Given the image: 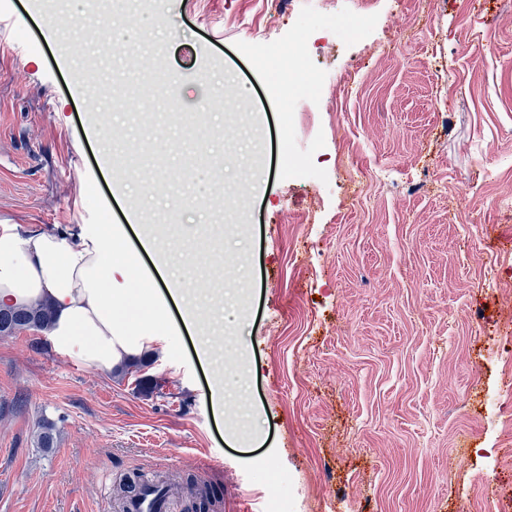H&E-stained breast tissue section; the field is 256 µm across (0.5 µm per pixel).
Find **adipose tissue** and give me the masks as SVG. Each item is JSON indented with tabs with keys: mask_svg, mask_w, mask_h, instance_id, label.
I'll return each mask as SVG.
<instances>
[{
	"mask_svg": "<svg viewBox=\"0 0 512 512\" xmlns=\"http://www.w3.org/2000/svg\"><path fill=\"white\" fill-rule=\"evenodd\" d=\"M114 238L108 224L88 225L77 235L24 233L18 225L0 224V309L49 304L53 352L108 371L167 335L166 304L178 308L185 329H195L191 279L169 274L160 238L142 235L137 252L117 248ZM144 252L168 274L165 296L138 272Z\"/></svg>",
	"mask_w": 512,
	"mask_h": 512,
	"instance_id": "1",
	"label": "adipose tissue"
}]
</instances>
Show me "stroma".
<instances>
[{
    "label": "stroma",
    "instance_id": "obj_1",
    "mask_svg": "<svg viewBox=\"0 0 512 512\" xmlns=\"http://www.w3.org/2000/svg\"><path fill=\"white\" fill-rule=\"evenodd\" d=\"M36 2L0 0V222L104 220L131 245L140 208L172 272L193 270L203 329L117 374L0 336V512H116L140 479L213 486L209 512H266L281 491L297 512H484L488 496L512 512V6L380 0L346 28L305 2L91 18L71 0L48 44ZM303 30L331 82L315 112L274 74ZM155 49L180 99L118 95ZM228 87L243 111L186 141ZM106 149L139 157L131 196ZM292 158L308 176L289 178ZM143 376L161 393L137 392Z\"/></svg>",
    "mask_w": 512,
    "mask_h": 512
}]
</instances>
